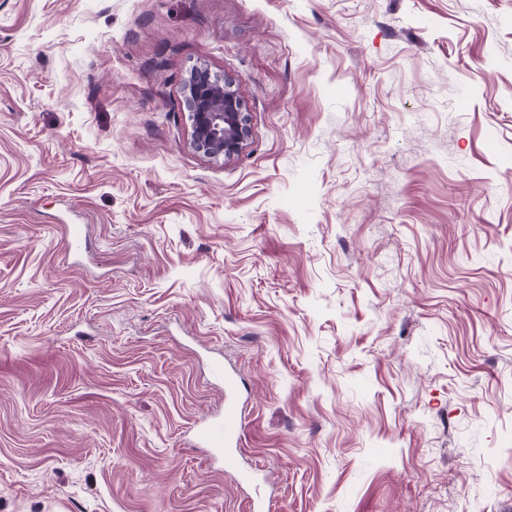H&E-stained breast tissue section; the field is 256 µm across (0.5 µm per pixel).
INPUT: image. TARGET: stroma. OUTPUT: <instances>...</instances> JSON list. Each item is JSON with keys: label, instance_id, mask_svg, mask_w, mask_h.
Masks as SVG:
<instances>
[{"label": "stroma", "instance_id": "obj_1", "mask_svg": "<svg viewBox=\"0 0 512 512\" xmlns=\"http://www.w3.org/2000/svg\"><path fill=\"white\" fill-rule=\"evenodd\" d=\"M0 512H512V0H0ZM233 79L197 65L184 80L183 106L191 122L190 147L213 160L238 156L250 137L247 105ZM239 436L238 409L231 398L227 396L224 401V415L218 419L204 423L196 429V438L200 444L214 448L221 456L225 471L236 469V456L232 451L224 454L225 448L237 446Z\"/></svg>", "mask_w": 512, "mask_h": 512}]
</instances>
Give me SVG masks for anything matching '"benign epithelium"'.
<instances>
[{"label": "benign epithelium", "instance_id": "7a95c632", "mask_svg": "<svg viewBox=\"0 0 512 512\" xmlns=\"http://www.w3.org/2000/svg\"><path fill=\"white\" fill-rule=\"evenodd\" d=\"M182 94L191 122L190 147L213 160L238 156L249 140L250 124L233 79L197 65L184 80Z\"/></svg>", "mask_w": 512, "mask_h": 512}]
</instances>
